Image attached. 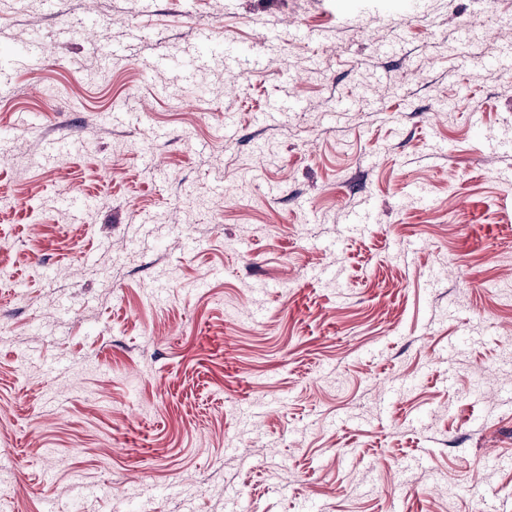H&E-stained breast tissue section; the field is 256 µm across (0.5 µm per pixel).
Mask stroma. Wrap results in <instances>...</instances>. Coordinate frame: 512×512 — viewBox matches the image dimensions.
<instances>
[{
    "mask_svg": "<svg viewBox=\"0 0 512 512\" xmlns=\"http://www.w3.org/2000/svg\"><path fill=\"white\" fill-rule=\"evenodd\" d=\"M390 2L0 0V512H512V0Z\"/></svg>",
    "mask_w": 512,
    "mask_h": 512,
    "instance_id": "stroma-1",
    "label": "stroma"
}]
</instances>
